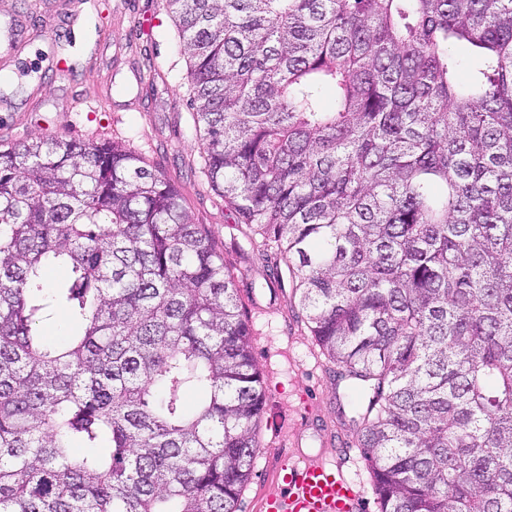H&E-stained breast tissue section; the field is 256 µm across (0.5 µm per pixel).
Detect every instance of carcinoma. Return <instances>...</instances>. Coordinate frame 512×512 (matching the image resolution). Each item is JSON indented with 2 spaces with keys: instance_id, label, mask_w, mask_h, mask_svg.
<instances>
[{
  "instance_id": "carcinoma-1",
  "label": "carcinoma",
  "mask_w": 512,
  "mask_h": 512,
  "mask_svg": "<svg viewBox=\"0 0 512 512\" xmlns=\"http://www.w3.org/2000/svg\"><path fill=\"white\" fill-rule=\"evenodd\" d=\"M165 2L207 183L353 386L380 512H512V0ZM264 405L164 174L0 149V512H238Z\"/></svg>"
}]
</instances>
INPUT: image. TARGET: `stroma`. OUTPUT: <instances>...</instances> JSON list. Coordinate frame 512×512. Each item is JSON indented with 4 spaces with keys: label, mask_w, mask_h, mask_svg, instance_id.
I'll use <instances>...</instances> for the list:
<instances>
[{
    "label": "stroma",
    "mask_w": 512,
    "mask_h": 512,
    "mask_svg": "<svg viewBox=\"0 0 512 512\" xmlns=\"http://www.w3.org/2000/svg\"><path fill=\"white\" fill-rule=\"evenodd\" d=\"M30 9L32 40L25 50L33 75L0 70L18 84L11 111L0 112V146L38 136L131 148L175 182L194 223L242 272L240 298L254 333L253 352L265 378L266 405L253 474L239 497V512H264L266 495L279 484L284 463L335 460L328 432L350 436L352 390L338 381L292 313L290 284L272 285L269 270L253 256L245 228L201 171L190 107L187 58L164 0H88L68 36L55 40L59 0H0V12ZM66 58L78 85L52 78V55ZM98 99L96 111L58 108L71 88Z\"/></svg>",
    "instance_id": "stroma-1"
}]
</instances>
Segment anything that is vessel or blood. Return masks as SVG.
Listing matches in <instances>:
<instances>
[{
  "label": "vessel or blood",
  "instance_id": "b4317fda",
  "mask_svg": "<svg viewBox=\"0 0 512 512\" xmlns=\"http://www.w3.org/2000/svg\"><path fill=\"white\" fill-rule=\"evenodd\" d=\"M29 19L17 15L0 23V63L18 62L27 43ZM282 485L267 494L265 512H357L363 499L360 481L322 461H293L281 469Z\"/></svg>",
  "mask_w": 512,
  "mask_h": 512
}]
</instances>
